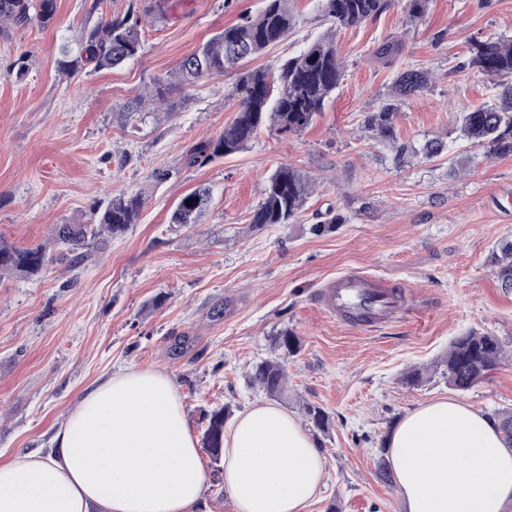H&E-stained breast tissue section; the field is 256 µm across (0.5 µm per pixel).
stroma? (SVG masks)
Here are the masks:
<instances>
[{
    "label": "stroma",
    "mask_w": 512,
    "mask_h": 512,
    "mask_svg": "<svg viewBox=\"0 0 512 512\" xmlns=\"http://www.w3.org/2000/svg\"><path fill=\"white\" fill-rule=\"evenodd\" d=\"M151 0H56L48 27L0 34V238L49 243L54 225L83 224L126 193L145 205L136 224L77 266L50 263L32 279L0 278V463L48 449L83 391L125 369H161L181 393L193 436L215 408L233 422L267 394L249 381L254 364L280 362L277 403L297 416L321 449L324 486L307 512H404L378 462L409 411L456 398L484 413L512 410V289L501 288L493 255L512 236V155L487 157L461 138L454 114L492 101L497 88L467 65L472 41L512 37V0H431L407 16L402 0L336 42L344 76L309 128H264L243 152L196 166L187 151L220 135L238 110L236 75L193 84L179 62L263 0H167L141 22V52L112 69L59 67L64 46L102 18ZM289 37L248 60L265 67L298 54L328 22L316 0H296ZM390 37L404 50L383 65ZM432 76L403 104L395 141L364 126L399 71ZM168 84L174 115L147 100ZM143 97L142 119L123 115ZM440 139L434 158L418 149ZM287 163L310 174L314 191L295 221L254 228L251 213L269 174ZM212 199L196 227L169 216L189 191ZM325 224L315 232L316 224ZM364 274L396 295L393 319L362 324L330 312V280ZM291 330L285 354L275 335ZM496 336L503 361L468 391L449 387L442 362L452 340ZM421 373L418 384L405 381ZM322 409L316 426L306 407Z\"/></svg>",
    "instance_id": "1"
}]
</instances>
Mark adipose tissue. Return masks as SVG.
<instances>
[{
  "instance_id": "obj_1",
  "label": "adipose tissue",
  "mask_w": 512,
  "mask_h": 512,
  "mask_svg": "<svg viewBox=\"0 0 512 512\" xmlns=\"http://www.w3.org/2000/svg\"><path fill=\"white\" fill-rule=\"evenodd\" d=\"M45 455L0 464V512H197L206 473L178 388L157 369L87 388ZM387 459L405 512H501L512 503V448L498 423L443 398L391 431ZM325 459L278 405L248 407L224 433V490L235 512H305Z\"/></svg>"
}]
</instances>
